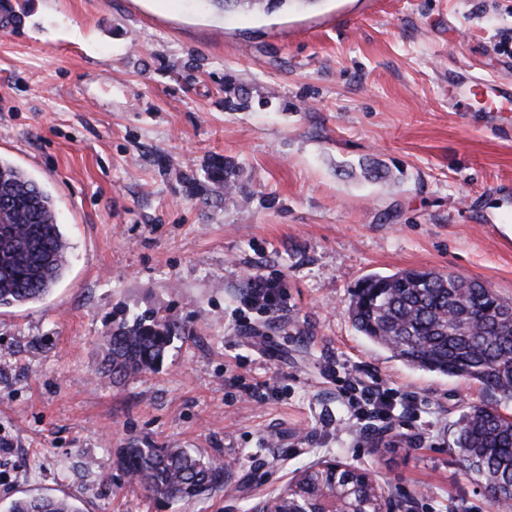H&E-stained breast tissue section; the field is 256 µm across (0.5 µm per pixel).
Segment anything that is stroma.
I'll use <instances>...</instances> for the list:
<instances>
[{"mask_svg": "<svg viewBox=\"0 0 512 512\" xmlns=\"http://www.w3.org/2000/svg\"><path fill=\"white\" fill-rule=\"evenodd\" d=\"M0 32V158L71 243L43 300L0 309V512H251L296 469L360 467L398 512H494L453 444L480 383L405 364L353 327L355 284L450 272L512 299V104L456 111L458 74L512 81V0H318L227 16L190 0H27ZM229 161L242 193L207 179ZM286 310L249 312L250 273ZM178 317L159 370L99 378L110 321ZM393 393L382 421L349 390ZM187 448L223 488L152 499L130 442ZM8 512H82L67 498L48 495L29 496L15 499Z\"/></svg>", "mask_w": 512, "mask_h": 512, "instance_id": "obj_1", "label": "stroma"}]
</instances>
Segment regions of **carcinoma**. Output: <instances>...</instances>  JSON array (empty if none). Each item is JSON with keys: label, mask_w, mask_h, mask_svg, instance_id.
I'll return each mask as SVG.
<instances>
[{"label": "carcinoma", "mask_w": 512, "mask_h": 512, "mask_svg": "<svg viewBox=\"0 0 512 512\" xmlns=\"http://www.w3.org/2000/svg\"><path fill=\"white\" fill-rule=\"evenodd\" d=\"M316 0H215L226 10L272 11L286 3ZM23 0H0V30L21 25ZM208 178L225 193L242 189L228 164L215 158ZM10 203L9 223L0 224V308L43 299L64 275L70 243L58 224L51 196L23 170L0 158V200ZM512 300L484 283L434 270L370 274L352 294L348 317L354 328L410 366L451 377L473 379L487 391L512 387ZM184 325L169 314L137 313L113 322L101 337L98 375L111 382L155 371ZM455 447L473 460V473L512 486V421L488 406H474L459 426ZM118 466L146 493L158 499L188 500L224 486V471L182 448L141 446L120 449ZM297 487L311 499L321 489L346 494L358 512H375L376 498L361 479L318 465L301 470L278 493L279 512H288L289 493ZM8 512H80L67 498L38 495L18 498Z\"/></svg>", "instance_id": "1"}]
</instances>
